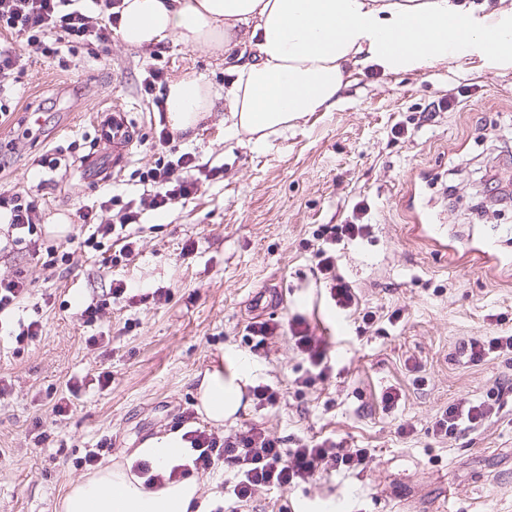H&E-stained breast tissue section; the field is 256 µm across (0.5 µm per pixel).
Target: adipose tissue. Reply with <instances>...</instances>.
<instances>
[{"label":"adipose tissue","mask_w":512,"mask_h":512,"mask_svg":"<svg viewBox=\"0 0 512 512\" xmlns=\"http://www.w3.org/2000/svg\"><path fill=\"white\" fill-rule=\"evenodd\" d=\"M120 37L130 46L173 37L193 48L249 42L230 66L223 94L194 78L167 87L176 131L192 134L223 104L224 136L276 131L343 106L348 67L385 74L423 72L451 62L512 70V0H122ZM154 474L189 463L179 435L145 440L131 456ZM124 466H107L76 483L62 512H190L199 494L190 478L146 490Z\"/></svg>","instance_id":"ef3b65f1"}]
</instances>
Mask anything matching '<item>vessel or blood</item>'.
I'll return each instance as SVG.
<instances>
[{
  "mask_svg": "<svg viewBox=\"0 0 512 512\" xmlns=\"http://www.w3.org/2000/svg\"><path fill=\"white\" fill-rule=\"evenodd\" d=\"M140 134L128 110L120 105L101 112L97 123L99 150L80 162L86 180L105 184L118 176L129 159V150ZM434 173L419 170L412 173L397 204L411 218L406 227L408 237L425 245L440 258L448 256V227L439 214L432 212L424 201ZM461 263H476L482 267H512V231L492 227L486 236L473 242L470 248L457 254ZM287 303L283 288L275 283L259 288L246 303L247 317L264 318L282 310Z\"/></svg>",
  "mask_w": 512,
  "mask_h": 512,
  "instance_id": "obj_1",
  "label": "vessel or blood"
}]
</instances>
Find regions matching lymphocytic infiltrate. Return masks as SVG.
Returning a JSON list of instances; mask_svg holds the SVG:
<instances>
[{
  "label": "lymphocytic infiltrate",
  "instance_id": "f902f5d3",
  "mask_svg": "<svg viewBox=\"0 0 512 512\" xmlns=\"http://www.w3.org/2000/svg\"><path fill=\"white\" fill-rule=\"evenodd\" d=\"M121 0H0V115L11 113L9 99L15 83L27 70L32 56L38 55L68 66L64 48L83 47L88 53L108 51L117 31ZM178 133L169 126L152 130V145L162 156L154 165L139 172L143 192L139 201L110 196L81 207L73 222L67 242L81 240L109 269L127 261L138 241L140 206L163 213L176 202L194 199L211 181L214 170L201 163L196 155L178 152ZM369 204H355L352 214L342 224H321L305 240L309 249L311 272L334 306L346 313H357L363 329L380 330L382 324L397 325L401 313L383 315L373 308L362 307L348 282L336 272L340 248L370 234L364 219ZM0 217L6 218V243L0 256L10 257L11 250L25 246L29 255L45 257L47 264L57 260L55 253H42L35 238L43 222L42 208L31 187L14 184L0 188ZM282 335L306 362L292 381L297 390L315 387L327 381L333 367L327 359L321 339L312 334L305 317L296 315L282 324L257 322L246 325L243 341L251 352L264 348L268 337ZM512 353V335L479 336L461 340L456 353L462 363L477 366L490 355ZM512 398V378L496 379L485 398L460 401L436 415L432 433L442 440L457 438L467 430L502 419L508 399ZM178 427L192 453L191 464L173 467L169 481H180L192 471H206L222 463L230 467L233 479L224 486L227 496L238 507H247L260 493L312 478L324 464L335 470L364 471L373 457L369 448H346L330 435L299 438L293 448L282 440L269 438L257 426H245L222 433L200 424L194 412L181 416Z\"/></svg>",
  "mask_w": 512,
  "mask_h": 512
}]
</instances>
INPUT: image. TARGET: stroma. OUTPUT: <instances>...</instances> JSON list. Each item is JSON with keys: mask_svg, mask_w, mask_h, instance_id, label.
Returning a JSON list of instances; mask_svg holds the SVG:
<instances>
[{"mask_svg": "<svg viewBox=\"0 0 512 512\" xmlns=\"http://www.w3.org/2000/svg\"><path fill=\"white\" fill-rule=\"evenodd\" d=\"M158 49L156 63L168 79L188 74L223 90V50L172 39ZM145 63L140 48L118 37L98 59L77 49L65 71L34 57L17 86L13 115L0 124V178H22L35 157L72 143L63 180L36 191L47 215L71 217L100 196L141 193L137 171L158 157L139 91ZM346 81L347 107L298 120L260 147L225 139V112L216 107L194 137L178 142L214 167L210 185L168 213L145 212L131 261L103 270L74 244L64 265L44 267L24 252L0 260V275L20 270L30 282L29 298L5 323L43 325L32 343L0 336V375L9 388L0 397V512H62L64 495L87 475L78 465L87 450L104 443L100 466L123 464L144 440L173 431L181 412L195 409L199 382L217 365L242 360L252 368L248 384L289 386L303 360L284 338L258 355L242 341L243 305L271 279L288 298L276 321L304 315L337 373L279 408L246 404L240 425L257 424L285 440L326 431L345 447L374 449L376 465L357 476L320 474L261 493L255 512H289L336 496L346 512H405L410 499L421 512H512V401L504 420L459 438L442 441L430 432L439 411L483 398L505 371L502 357L468 367L450 354L464 338L512 334V275L439 261L407 237L408 217L393 202L411 170L436 168L448 184L427 198L447 210L457 243L467 242L480 222L512 228V71L451 63L382 75L356 67ZM443 100L450 106L442 110ZM115 102L129 110L140 136L121 176L93 186L75 164L96 149L99 113ZM31 110L38 119L28 118ZM361 199L371 207L372 233L342 250L337 272L363 305L404 309V320L386 336L359 331L352 317L318 298L310 255L300 247L313 225L339 223ZM189 241L194 250L186 255ZM115 279L170 289L171 299L110 309L104 320L112 354L105 358L85 344L98 327L74 312ZM416 365L426 379L420 389L412 383ZM104 367L112 383L102 390L95 377ZM72 377L83 380L81 395L53 423V445L40 444L37 423ZM390 389L401 398L387 409L381 396ZM299 403L307 414L296 412ZM401 424L413 434L399 436Z\"/></svg>", "mask_w": 512, "mask_h": 512, "instance_id": "1", "label": "stroma"}]
</instances>
